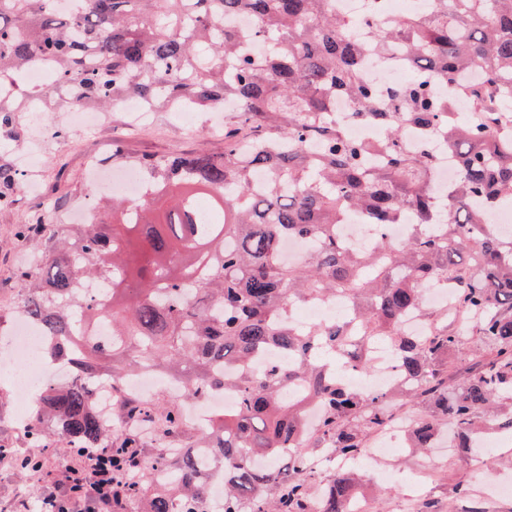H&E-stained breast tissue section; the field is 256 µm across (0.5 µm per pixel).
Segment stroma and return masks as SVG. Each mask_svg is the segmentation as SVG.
<instances>
[{"mask_svg": "<svg viewBox=\"0 0 512 512\" xmlns=\"http://www.w3.org/2000/svg\"><path fill=\"white\" fill-rule=\"evenodd\" d=\"M235 121L236 115L224 112H182L169 107L157 109L149 126L132 130L126 113L111 107L103 112L94 130L86 132L70 126L64 112H20L16 115L18 133L0 140V160L15 161L25 155L31 143V126L40 124L45 133H53L58 125H65L66 146L56 152L54 165L39 168L35 174L38 187L22 193L13 204L0 208V323L8 321L12 302L18 290L17 273L38 254V242L24 241L20 231L47 208L69 209L71 204L86 196L92 186L89 160L100 151L122 150L128 157L145 154H187L205 148L220 153L224 150L223 132H211L214 118ZM15 392L7 378L0 376V446L12 449L15 455L30 454L25 432L13 426ZM46 438L41 454L45 459L42 471L32 474L23 470L0 466V512H40L42 499L73 460L66 441L55 434L51 426H44ZM489 456L474 455L462 458L444 454L431 478L422 485L407 483L406 478L418 469L422 461L414 454L394 456L386 468L396 476L390 485H379L371 470H363L366 489L375 492L380 512H406L410 500L435 503L441 512H465L464 501L453 498L451 486L462 482L471 490L472 497H481L483 485L479 480L487 468Z\"/></svg>", "mask_w": 512, "mask_h": 512, "instance_id": "stroma-1", "label": "stroma"}]
</instances>
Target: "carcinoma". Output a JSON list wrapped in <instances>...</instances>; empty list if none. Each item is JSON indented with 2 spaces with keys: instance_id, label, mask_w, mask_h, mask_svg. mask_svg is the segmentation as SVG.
<instances>
[{
  "instance_id": "obj_1",
  "label": "carcinoma",
  "mask_w": 512,
  "mask_h": 512,
  "mask_svg": "<svg viewBox=\"0 0 512 512\" xmlns=\"http://www.w3.org/2000/svg\"><path fill=\"white\" fill-rule=\"evenodd\" d=\"M57 3L0 0V138L12 134L14 113L32 95L30 69L78 83L75 99L91 105L134 98L158 108L197 98L238 106L222 153L116 156L154 191L105 200L112 220L79 224L66 239L47 235L41 220L23 230L46 238V255L18 273L17 298L51 339L48 357L77 353L82 370L114 384L141 369L163 370L184 382L187 398L217 385L236 392V406L195 434V447L178 457L158 453L160 467L180 473L178 483L161 492L129 486L119 512L147 494L149 512H174L176 502L179 512H208L191 481L199 448L224 462L221 512H346L358 479L341 470L318 482L307 468L311 441L339 458L359 457L397 400L420 407L412 413L418 449L449 427L465 455L482 450L476 442L486 430L512 438V242L486 220L491 207L512 201V146L493 143L500 113L512 114V0H430L425 17H403L368 45L348 38L330 0H67L65 12ZM229 15L256 27H226ZM253 38L267 53L253 55ZM389 38L405 63L435 73L444 88L478 71L470 100L480 116L448 119V94L419 78L379 96L361 58L384 51ZM338 96L385 126L386 138L346 136L333 117ZM404 122L441 130L455 153L459 180L441 200L429 160L400 146ZM255 171L266 174L259 188ZM22 188L0 164V206ZM354 209L380 225L410 218L412 230L397 244L383 239L357 252L336 238ZM288 235L313 240L315 250L299 263L283 261ZM87 279L105 285L101 297L81 295ZM432 281L451 288L470 329L401 332ZM338 292L350 298L352 319L312 328L290 321L292 304ZM102 314L110 342L91 335ZM471 338L488 357L461 370ZM377 340L390 342L403 385L358 392L333 375L335 357L367 369ZM270 350L288 361L255 372ZM292 385L305 395L287 402L283 389ZM309 401L319 407L311 431ZM179 403L133 401L117 411L127 433L112 441V476L125 473L140 447L142 422L186 433ZM93 405L80 384L47 387L27 427L32 447L46 418L69 447H93L111 433Z\"/></svg>"
}]
</instances>
